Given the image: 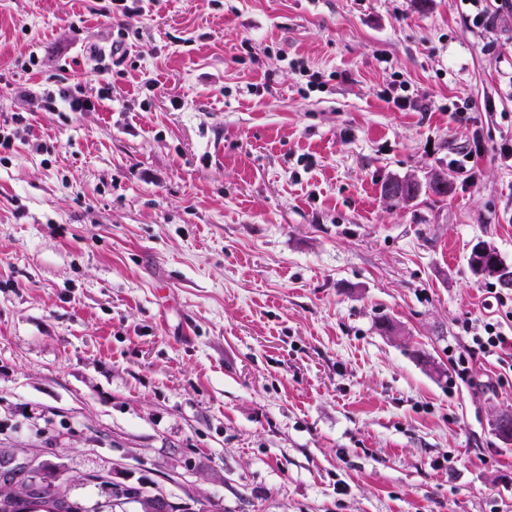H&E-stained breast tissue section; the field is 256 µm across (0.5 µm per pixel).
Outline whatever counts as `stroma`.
Masks as SVG:
<instances>
[{"instance_id":"stroma-1","label":"stroma","mask_w":512,"mask_h":512,"mask_svg":"<svg viewBox=\"0 0 512 512\" xmlns=\"http://www.w3.org/2000/svg\"><path fill=\"white\" fill-rule=\"evenodd\" d=\"M483 6L0 0V114L100 99L0 149V448L84 512H140L102 476L214 512H512V365L450 359L512 337L468 264H512V0ZM17 94L27 102L29 112H63L59 104L68 112H85L95 108L93 100L84 95L79 84L60 89L58 96L54 90L38 91L29 87L20 88ZM469 264L476 274L496 279L501 287L505 288L504 277L509 276L512 281V264H507L490 245H476L470 255ZM481 333L475 332L471 336V345L467 348L468 358L475 357L486 358L489 356H497L502 361L506 358L512 359V340L504 336L500 331L499 323L486 321L481 326ZM467 356L460 355L459 362L462 364L461 375H465L468 369Z\"/></svg>"}]
</instances>
